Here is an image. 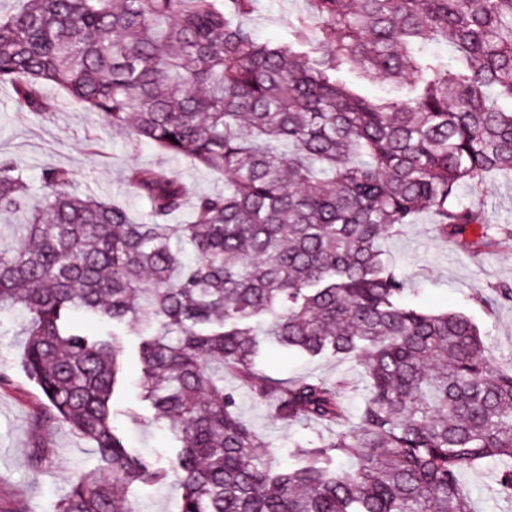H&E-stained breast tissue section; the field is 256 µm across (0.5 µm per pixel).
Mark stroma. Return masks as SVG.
<instances>
[{
  "label": "stroma",
  "instance_id": "obj_1",
  "mask_svg": "<svg viewBox=\"0 0 512 512\" xmlns=\"http://www.w3.org/2000/svg\"><path fill=\"white\" fill-rule=\"evenodd\" d=\"M311 12L309 0H260L247 25L260 40L286 43L293 40L300 20L316 26ZM0 154L18 159L34 194H41L42 170L52 164L70 170L80 190L124 202L142 215L147 203L124 179V171L131 165L164 168L169 175L191 182L200 193L224 188L223 175L166 156L146 142L131 146L126 138L113 134L97 113L66 97H58L49 111L40 114L15 111L13 91L7 86L0 87ZM474 202L484 209L489 223L512 227V174L487 178ZM380 248L397 271L418 288L424 309L471 315L496 360L503 365L512 363V303L492 299L493 287L512 286V234L501 236L494 246L474 256L442 241L430 214L423 212L413 223L400 225L396 233L384 237ZM24 322L25 315L19 311L0 318V368L9 375L8 384L0 387V512H54L74 474L100 468L101 463L92 447L68 429L54 423L36 427L41 396L16 364L25 342ZM120 332L128 349L124 358L127 384L114 404V422L129 447L153 467L163 468L173 459L177 442L169 431L150 424L136 386L141 375L134 354L139 338L125 326ZM257 367L278 379L314 377L330 383L341 379L355 382L360 374L352 359H309L273 347L259 355ZM242 409L264 450L277 452L283 459L293 441L318 432L314 426L273 421L267 405L247 394L242 397ZM38 434L53 443L55 456L37 474L29 467V455Z\"/></svg>",
  "mask_w": 512,
  "mask_h": 512
}]
</instances>
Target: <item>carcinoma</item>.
Listing matches in <instances>:
<instances>
[{"mask_svg": "<svg viewBox=\"0 0 512 512\" xmlns=\"http://www.w3.org/2000/svg\"><path fill=\"white\" fill-rule=\"evenodd\" d=\"M256 0H24L0 19V86L22 111L55 90L128 141L224 175L195 195L165 170L130 166L148 205L119 202L43 169L36 199L0 156V313L23 308L17 365L38 388L36 423H57L112 470L74 475L56 512H140L133 487L171 481L177 512H474L461 478L493 468L512 502V368H496L469 315L430 312L378 242L427 210L438 233L494 245L471 196L512 173V0H310L315 52L258 41ZM454 49L455 66L427 53ZM347 67L405 83L373 101L336 79ZM99 325L86 334L79 320ZM140 341V399L180 442L170 467L139 460L114 425L124 346ZM268 341L310 358L354 359L356 417L341 381L276 379ZM229 375L297 441L288 465L259 452ZM52 444L33 442L37 471Z\"/></svg>", "mask_w": 512, "mask_h": 512, "instance_id": "1", "label": "carcinoma"}]
</instances>
